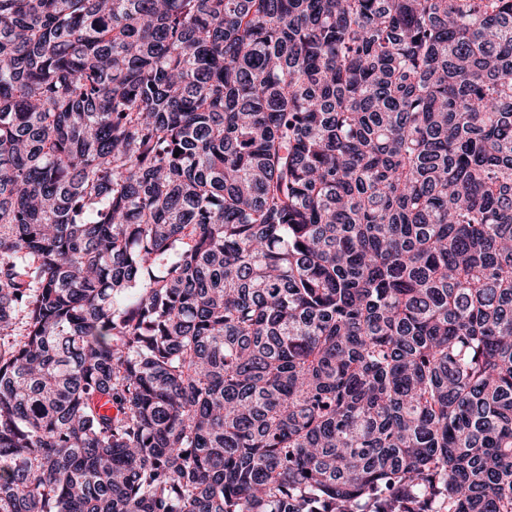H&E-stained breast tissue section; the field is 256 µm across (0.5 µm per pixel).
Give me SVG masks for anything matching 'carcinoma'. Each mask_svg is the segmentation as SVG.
Masks as SVG:
<instances>
[{
  "label": "carcinoma",
  "instance_id": "carcinoma-1",
  "mask_svg": "<svg viewBox=\"0 0 512 512\" xmlns=\"http://www.w3.org/2000/svg\"><path fill=\"white\" fill-rule=\"evenodd\" d=\"M417 503L512 512V0H0V512Z\"/></svg>",
  "mask_w": 512,
  "mask_h": 512
}]
</instances>
